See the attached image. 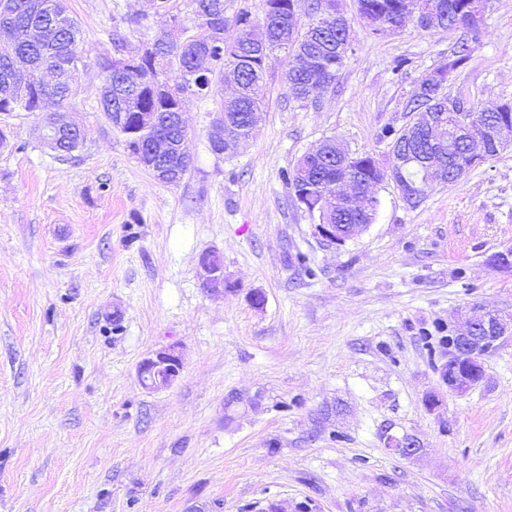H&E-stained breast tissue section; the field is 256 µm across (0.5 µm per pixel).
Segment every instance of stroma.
Returning a JSON list of instances; mask_svg holds the SVG:
<instances>
[{
    "instance_id": "obj_1",
    "label": "stroma",
    "mask_w": 512,
    "mask_h": 512,
    "mask_svg": "<svg viewBox=\"0 0 512 512\" xmlns=\"http://www.w3.org/2000/svg\"><path fill=\"white\" fill-rule=\"evenodd\" d=\"M337 4L352 51L333 89L289 102L288 58L270 53L262 120L230 156L209 147L218 97H187L194 166L170 186L102 112L96 66L113 34L135 54L168 17L67 0L90 63L66 105L82 148L58 160L39 113L0 114V512H512V339L452 394L423 337L512 313V273L489 262L512 249V144L414 208L377 185L375 221L324 241L285 172L328 138L388 165L383 129L418 120L406 103L460 36L411 21L374 36L356 0ZM450 87L512 101V0H487ZM209 251L218 289L200 276ZM168 347L180 376L145 389L139 363ZM390 435L417 454H391ZM203 283L217 288L224 285V265L213 261L212 253L204 254L200 259Z\"/></svg>"
}]
</instances>
